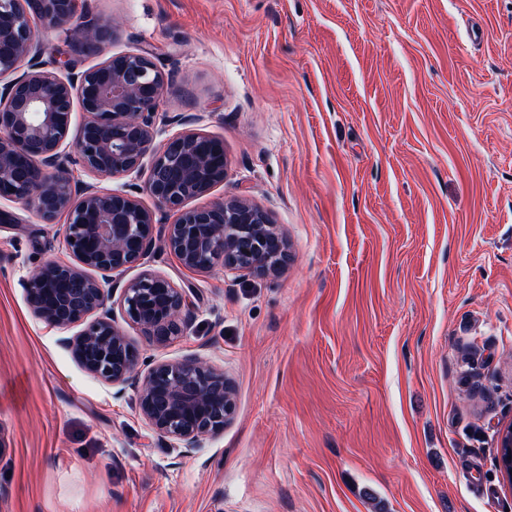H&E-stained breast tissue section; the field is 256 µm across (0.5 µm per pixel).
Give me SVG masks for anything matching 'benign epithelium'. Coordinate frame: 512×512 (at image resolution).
<instances>
[{"instance_id": "benign-epithelium-1", "label": "benign epithelium", "mask_w": 512, "mask_h": 512, "mask_svg": "<svg viewBox=\"0 0 512 512\" xmlns=\"http://www.w3.org/2000/svg\"><path fill=\"white\" fill-rule=\"evenodd\" d=\"M55 31L75 54L103 59L77 72L70 59L44 56ZM112 24L77 10V0H0V200L21 201L46 224L64 216L71 261H51L25 282L33 315L67 330L63 340L80 367L111 386L134 384L139 412L158 436L197 448L224 432L235 412L230 381L199 358L147 365L116 323L112 274L142 266L154 253L157 220L123 189L79 184L73 163L101 178L144 177L158 209L166 247L198 272L272 275L288 261L287 243L265 211L242 196L189 208L224 182V140L184 129L163 142L157 123L167 77L148 50L104 55ZM86 114L77 156L65 149L74 102ZM193 303L167 277L144 269L122 287L124 320L150 345L182 335Z\"/></svg>"}]
</instances>
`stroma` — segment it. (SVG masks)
<instances>
[{"mask_svg":"<svg viewBox=\"0 0 512 512\" xmlns=\"http://www.w3.org/2000/svg\"><path fill=\"white\" fill-rule=\"evenodd\" d=\"M151 50L160 113L197 118L288 242L274 276L183 288L188 357L235 389L223 434L156 435L86 373L25 282L61 224L2 201L0 512H512V0H78Z\"/></svg>","mask_w":512,"mask_h":512,"instance_id":"1","label":"stroma"}]
</instances>
